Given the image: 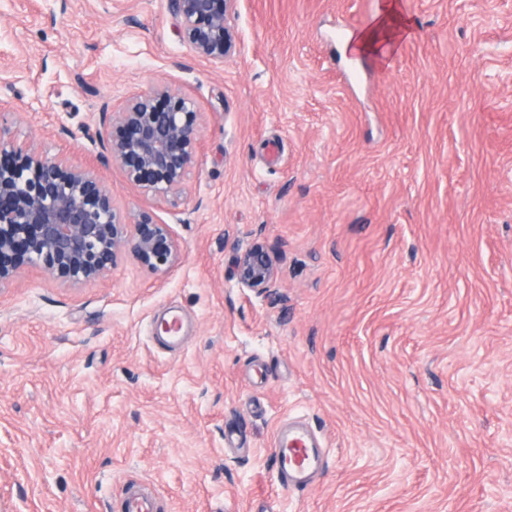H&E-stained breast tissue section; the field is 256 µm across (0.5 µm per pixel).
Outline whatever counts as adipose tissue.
I'll return each mask as SVG.
<instances>
[{"mask_svg":"<svg viewBox=\"0 0 512 512\" xmlns=\"http://www.w3.org/2000/svg\"><path fill=\"white\" fill-rule=\"evenodd\" d=\"M408 22L399 0H384L370 24L346 44V50L355 56H381L407 31Z\"/></svg>","mask_w":512,"mask_h":512,"instance_id":"1","label":"adipose tissue"}]
</instances>
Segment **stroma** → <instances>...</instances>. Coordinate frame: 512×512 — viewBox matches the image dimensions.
I'll list each match as a JSON object with an SVG mask.
<instances>
[{"mask_svg": "<svg viewBox=\"0 0 512 512\" xmlns=\"http://www.w3.org/2000/svg\"><path fill=\"white\" fill-rule=\"evenodd\" d=\"M400 2L377 62L343 45L382 0H236L216 63L169 0H0V121L180 248L0 284V512H113L134 479L158 512H512V0ZM150 84L200 113L174 200L83 132ZM257 241L272 293L238 279ZM286 418L325 453L303 489ZM308 428L301 423L289 426V434L282 435V426L275 434V467L279 481L289 489H301L308 486V474L318 461L313 448H309Z\"/></svg>", "mask_w": 512, "mask_h": 512, "instance_id": "obj_1", "label": "stroma"}]
</instances>
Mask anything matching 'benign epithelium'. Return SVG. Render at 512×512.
Wrapping results in <instances>:
<instances>
[{
	"mask_svg": "<svg viewBox=\"0 0 512 512\" xmlns=\"http://www.w3.org/2000/svg\"><path fill=\"white\" fill-rule=\"evenodd\" d=\"M232 2L170 0L179 34L199 55L224 62L232 47L227 27ZM198 115L189 96L148 85L116 112L104 106L106 132L87 137L99 143L102 162L119 164L155 197L176 198L195 162ZM122 250L158 273L174 263L178 244L169 225L148 213L125 222L112 191L93 170L19 143L0 125V283L25 263L40 264L65 282L94 280L112 268ZM237 275L248 288L276 287L260 244L240 256Z\"/></svg>",
	"mask_w": 512,
	"mask_h": 512,
	"instance_id": "1",
	"label": "benign epithelium"
}]
</instances>
